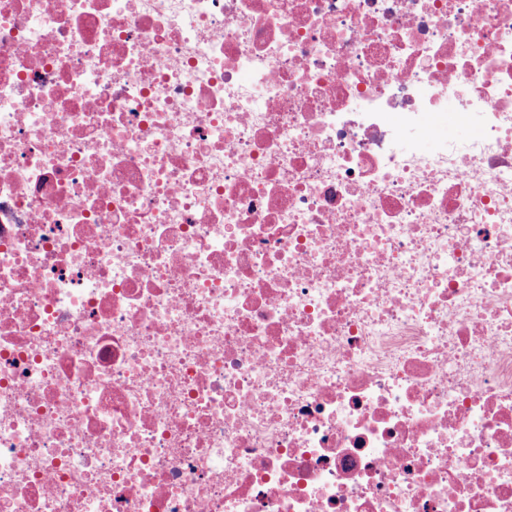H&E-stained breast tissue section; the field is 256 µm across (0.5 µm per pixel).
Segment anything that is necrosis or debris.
I'll use <instances>...</instances> for the list:
<instances>
[{
	"label": "necrosis or debris",
	"instance_id": "1",
	"mask_svg": "<svg viewBox=\"0 0 512 512\" xmlns=\"http://www.w3.org/2000/svg\"><path fill=\"white\" fill-rule=\"evenodd\" d=\"M0 512H512V0H0Z\"/></svg>",
	"mask_w": 512,
	"mask_h": 512
}]
</instances>
